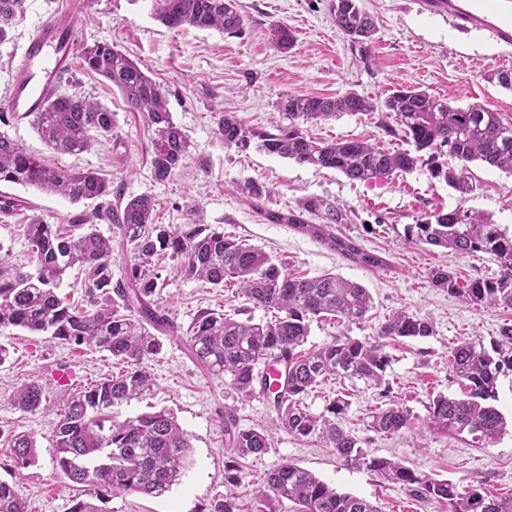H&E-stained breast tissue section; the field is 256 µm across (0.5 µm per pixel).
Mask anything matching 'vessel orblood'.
I'll return each instance as SVG.
<instances>
[{"instance_id": "obj_1", "label": "vessel or blood", "mask_w": 512, "mask_h": 512, "mask_svg": "<svg viewBox=\"0 0 512 512\" xmlns=\"http://www.w3.org/2000/svg\"><path fill=\"white\" fill-rule=\"evenodd\" d=\"M423 6L446 12L465 31L489 32L495 41L512 47V0H420ZM79 20L70 7L48 10L24 43L18 71L0 112L15 123L31 112L43 111L56 86L73 68L78 50Z\"/></svg>"}]
</instances>
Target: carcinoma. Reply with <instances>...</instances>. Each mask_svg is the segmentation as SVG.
<instances>
[{"label":"carcinoma","mask_w":512,"mask_h":512,"mask_svg":"<svg viewBox=\"0 0 512 512\" xmlns=\"http://www.w3.org/2000/svg\"><path fill=\"white\" fill-rule=\"evenodd\" d=\"M25 0H0V45L9 40V27L23 9ZM329 9L340 30L350 40L366 46L376 31L374 19L359 0H330ZM154 16L167 27L214 28L235 34L243 26L238 0H154ZM272 45L288 51L294 36L287 26L270 29ZM83 68L103 77L124 98L128 107L144 113L151 142V167L155 179L173 175L185 159L189 142L173 122L165 94L138 63L109 43L84 46ZM288 124L273 125L274 131L245 127L233 114L216 122L214 134L227 149H243L251 140L276 154L316 168L334 169L352 181H369L381 175L426 168L435 179L465 195L472 190L467 164L481 161L512 174V123L481 104L452 107L425 91L407 86L392 91L375 103L355 92L330 98L288 96L278 103ZM344 112H382L387 133L411 140L416 150L388 151L362 141L319 145L308 140L298 125L328 119ZM31 125L50 149L78 154L101 138L112 136L114 113L99 102L74 95L55 94L42 112L32 114ZM448 154L460 167L439 162ZM0 182L31 186L54 192L72 203L112 194L108 180L94 171H57L28 153L0 131ZM256 212L273 224H289L343 257L371 267L382 260L359 247L352 238L330 231L343 223L336 205L314 197L303 198L287 212L265 210L259 205L263 188L244 186ZM314 214L322 223L310 224ZM117 224L123 243L130 246L124 280L112 283V239L101 235L94 221ZM73 231L59 224L28 218L26 234L31 244L29 265L14 266L0 247V327L48 335L55 340L86 345L106 351L127 364L119 376L69 394L57 413L54 430L58 470L82 487L70 512H102L98 502L106 493L161 497L179 484L190 468L189 436L175 417L159 410L127 418L112 419V407L142 396L153 384L147 362L162 349L159 334L171 329L169 318L155 304L161 287L155 258L170 254L178 260L177 272L222 288L234 284L245 301L274 310L277 315L264 322L238 321L211 310L197 314L187 330L191 354L224 383L244 395L260 393L273 400L276 426L305 438L313 435L349 466H364L384 480L407 487L426 500L446 501L450 512H512V496L490 498L481 487L461 493L448 480L416 472L398 461L378 457L359 446L336 417L345 414L349 403L336 398L326 413L315 416L302 405V397L328 377L363 380L380 385L385 380L389 357L386 341L425 338L433 333L425 318L399 311L382 324L373 340L348 336L308 352L301 350L314 318L330 316L348 322L365 319L371 296L357 283L333 273L316 278L296 277L276 257L262 248L224 236L207 224L187 228L158 224L155 202L148 196L112 204L72 219ZM407 241L442 247L459 253H486L496 257L500 275L494 280L458 281L451 272L437 269L434 285L477 307L512 309V234L489 218L461 208L439 211L433 218L407 228ZM85 270L84 293L88 307H71L59 298L68 269ZM262 362L284 363V370L270 380L260 374ZM448 367L465 389L462 397L439 394L427 407L426 432L465 441L485 448L505 433L507 422L497 409L499 376L512 372V327L502 338L485 346L469 339L448 352ZM261 390H256V387ZM44 390L36 382L22 388L14 405L24 413L45 410ZM370 428L378 434H395L413 426L411 411L397 403L378 408L370 415ZM224 437L230 456L224 464V498L212 512H240L235 494L239 460L261 455L272 447L265 429L241 428L234 414L224 410ZM15 481H0V512H28L21 490L22 471L36 463V441L18 433L11 439ZM256 500L291 501L297 512H382L373 502L340 493L309 471L292 463L273 469L265 489Z\"/></svg>","instance_id":"cac0c4a2"}]
</instances>
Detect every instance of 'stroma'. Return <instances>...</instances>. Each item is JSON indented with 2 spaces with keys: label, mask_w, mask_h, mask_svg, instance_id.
<instances>
[{
  "label": "stroma",
  "mask_w": 512,
  "mask_h": 512,
  "mask_svg": "<svg viewBox=\"0 0 512 512\" xmlns=\"http://www.w3.org/2000/svg\"><path fill=\"white\" fill-rule=\"evenodd\" d=\"M51 2L26 0L9 41L0 45V96L17 72L23 43ZM72 3L81 22L82 43H112L161 87L174 123L191 143L183 166L167 180H156L143 114L131 111L102 77L79 65L59 90L112 110L116 127L111 139L96 142L83 153L57 154L31 124L7 126V134L52 168L106 174L112 189L110 202L151 197L157 223L183 226L199 220L279 257L294 274L316 277L331 272L366 288L372 298L366 320L313 319L308 347L328 344L339 336L371 339L400 310L428 319L434 328L432 336L388 343L387 387L328 379L304 395L303 404L318 416L334 398L344 397L350 407L341 425L365 450L451 481L462 490L479 486L490 496L511 495L512 431L495 445L476 448L422 433L419 426L436 394H463L448 368L450 348L468 339L490 343L499 338L504 325L512 326V310L469 305L435 287L432 272L443 268L465 283L498 277L499 264L489 254H451L406 242L404 236L408 225L430 213L458 208L483 214L512 233V175L470 163L472 190L465 195L431 178L422 167L369 182L352 181L335 170H319L268 153L254 142L240 151L225 149L214 128L223 112L234 113L249 127L270 128L276 103L283 96L333 97L353 91L378 102L399 83L421 87L458 107L482 104L512 122V91L486 79L498 69L512 71V49L499 46L486 32H461L447 16L420 9L412 0H362L377 26L364 49L340 31L328 0H240L244 24L237 36L215 29L164 26L154 17L152 0ZM275 23L293 32L295 46L290 52H279L270 44L269 29ZM302 130L315 141L356 139L391 151L406 147L386 132L375 112H345L305 124ZM249 180L266 189L256 208L240 191ZM0 193L22 204L14 215H0V245L8 249L14 264L26 263L29 257L25 233L29 217L66 227L73 216L96 206L92 200L73 204L60 195L17 184L0 183ZM306 196L340 206L347 221L337 225L336 234L352 237L365 251L382 258V265L372 268L347 260L289 225L269 223L258 214L262 208L280 212L296 208ZM157 269L162 286L154 300L179 332L162 336L161 352L148 363L151 391L114 406L112 416L121 421L168 410L189 435L193 464L165 496L109 495L102 503L104 512H208L225 493L224 463L229 452L220 422L224 409H232L243 428L269 426L275 417L267 398L239 394L200 366L185 335L204 310L256 322L266 320L268 311L246 303L235 288H213L185 278L170 257H159ZM0 345L9 351L8 360L0 365V480L13 476L9 438L20 432L32 434L38 461L24 470L22 479L28 510L70 512L81 487L66 479L53 461L57 416L52 411L23 413L14 407L13 396L22 385L36 382L47 388L55 404L63 392L52 378L55 370H73L76 385L82 388L122 373L125 366L109 353L12 327L0 329ZM388 399L411 410L417 425L391 435L371 431L368 413ZM284 463L310 471L338 491L378 503L383 512H449L447 503L417 499L365 467L345 465L317 438L299 439L284 430L275 431L273 445L264 454L241 461L234 491L242 512H254L256 491L265 485L268 473Z\"/></svg>",
  "instance_id": "1"
}]
</instances>
